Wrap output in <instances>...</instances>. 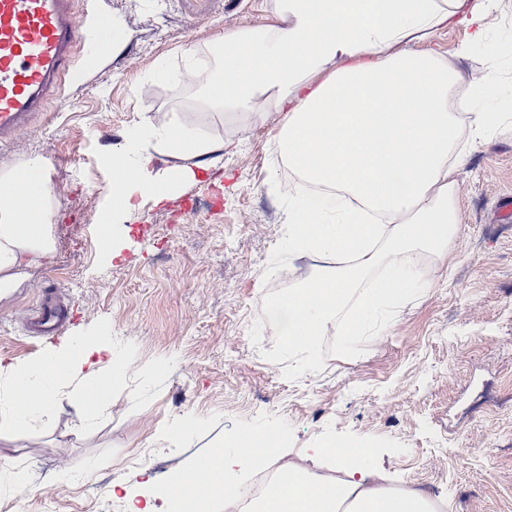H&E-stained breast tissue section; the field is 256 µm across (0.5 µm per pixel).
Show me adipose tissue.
<instances>
[{
  "mask_svg": "<svg viewBox=\"0 0 512 512\" xmlns=\"http://www.w3.org/2000/svg\"><path fill=\"white\" fill-rule=\"evenodd\" d=\"M280 24L244 27L217 43L202 102L214 112H251L272 100L286 115L279 144L309 184L333 188L330 197L295 194L288 226L293 251L328 259L272 307L281 341L319 362L317 341L330 324L342 326L345 352L365 337L384 336L416 287H430L418 269L447 258L460 232L454 171L463 165L460 139L484 140L511 115L480 108L497 83V68L462 87L457 108L448 99L458 74L433 54L397 51L415 36L460 28L468 44L487 35L486 12L467 0H272ZM193 158L180 168H155L159 155ZM224 159V145L189 133L178 111L112 154V218L133 214L143 201L159 204ZM23 196H16V189ZM53 193L37 161L0 167V292L54 251L47 232ZM112 345L88 339L51 349L24 365L0 362L11 389L0 397V432L39 415L71 407L92 422L108 405ZM274 442L245 429L224 455L198 461L208 484H192L169 512H199L205 498L226 506L246 497L244 469L262 464ZM252 512H435L426 495L394 486L371 463L366 448L336 447L329 472L299 461L280 467Z\"/></svg>",
  "mask_w": 512,
  "mask_h": 512,
  "instance_id": "adipose-tissue-1",
  "label": "adipose tissue"
}]
</instances>
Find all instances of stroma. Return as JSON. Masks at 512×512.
<instances>
[{"label":"stroma","instance_id":"stroma-1","mask_svg":"<svg viewBox=\"0 0 512 512\" xmlns=\"http://www.w3.org/2000/svg\"><path fill=\"white\" fill-rule=\"evenodd\" d=\"M112 16V44L83 46L86 84L0 148V166L58 155L67 194L55 196V251L0 294V356L26 362L47 347L21 319L57 282L80 318L75 336L111 341L132 373L113 383L108 409L84 425L73 410L0 436V512H116L122 484L153 512L175 487L150 456L178 470L251 428L279 436L281 457L311 458L336 443L367 448L394 483L430 495L437 512H512V123L468 147L454 174L464 233L431 288L414 293L383 339L342 351L335 329L322 360L299 369L268 307L284 271L315 257L288 245L278 135L286 117L269 103L245 114L208 111L200 89L181 90L185 53L206 55L220 37L277 23L270 0H96ZM491 35L458 57L461 29L407 43L452 63L464 84L490 63L502 83L489 105L512 113V0H496ZM178 109L187 129L226 143L224 166L161 204L112 221L115 149L147 135L158 112ZM110 234L121 251L100 248ZM503 397L488 410L484 393Z\"/></svg>","mask_w":512,"mask_h":512}]
</instances>
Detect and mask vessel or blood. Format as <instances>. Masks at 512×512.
Returning a JSON list of instances; mask_svg holds the SVG:
<instances>
[{
    "label": "vessel or blood",
    "instance_id": "obj_1",
    "mask_svg": "<svg viewBox=\"0 0 512 512\" xmlns=\"http://www.w3.org/2000/svg\"><path fill=\"white\" fill-rule=\"evenodd\" d=\"M74 0H0V145L31 129L77 71V47L98 36L94 7L76 12ZM71 316L62 291L51 292L27 316L33 334L66 331Z\"/></svg>",
    "mask_w": 512,
    "mask_h": 512
}]
</instances>
